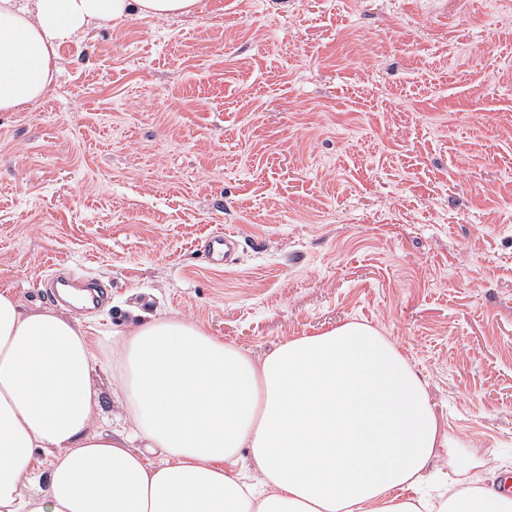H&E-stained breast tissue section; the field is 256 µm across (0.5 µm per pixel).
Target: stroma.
Instances as JSON below:
<instances>
[{"instance_id":"stroma-1","label":"stroma","mask_w":512,"mask_h":512,"mask_svg":"<svg viewBox=\"0 0 512 512\" xmlns=\"http://www.w3.org/2000/svg\"><path fill=\"white\" fill-rule=\"evenodd\" d=\"M230 231L235 260L199 243ZM106 286L260 360L380 329L446 433L512 471V0H200L89 27L0 112V290Z\"/></svg>"}]
</instances>
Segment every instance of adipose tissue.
Returning a JSON list of instances; mask_svg holds the SVG:
<instances>
[{"label":"adipose tissue","mask_w":512,"mask_h":512,"mask_svg":"<svg viewBox=\"0 0 512 512\" xmlns=\"http://www.w3.org/2000/svg\"><path fill=\"white\" fill-rule=\"evenodd\" d=\"M198 4L0 0V112L42 98L57 48L89 26ZM93 332L0 293V512H512V494L484 484L490 456L442 432L420 373L370 324L259 362L177 318L113 332L108 355ZM110 363L126 434L94 428ZM442 451L447 471L426 482Z\"/></svg>","instance_id":"ef3b65f1"}]
</instances>
